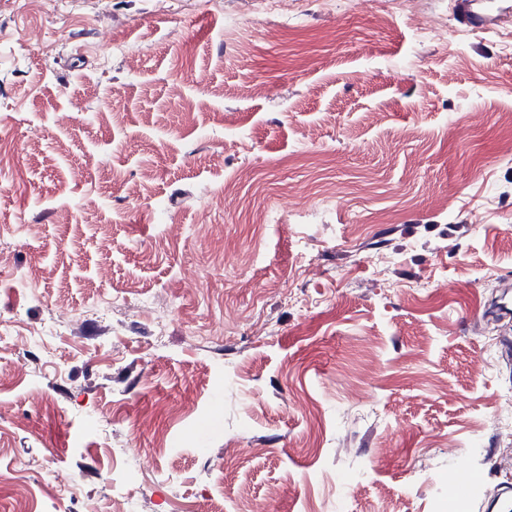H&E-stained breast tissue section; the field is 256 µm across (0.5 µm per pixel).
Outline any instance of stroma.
I'll return each mask as SVG.
<instances>
[{
  "label": "stroma",
  "instance_id": "1",
  "mask_svg": "<svg viewBox=\"0 0 512 512\" xmlns=\"http://www.w3.org/2000/svg\"><path fill=\"white\" fill-rule=\"evenodd\" d=\"M450 18L0 0V512L512 483V320L481 312L512 281V20Z\"/></svg>",
  "mask_w": 512,
  "mask_h": 512
}]
</instances>
